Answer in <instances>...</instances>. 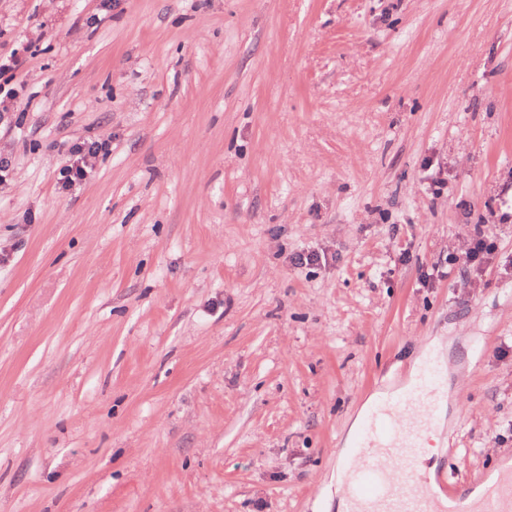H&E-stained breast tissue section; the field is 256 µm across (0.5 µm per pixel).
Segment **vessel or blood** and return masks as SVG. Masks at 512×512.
Wrapping results in <instances>:
<instances>
[{
  "instance_id": "vessel-or-blood-1",
  "label": "vessel or blood",
  "mask_w": 512,
  "mask_h": 512,
  "mask_svg": "<svg viewBox=\"0 0 512 512\" xmlns=\"http://www.w3.org/2000/svg\"><path fill=\"white\" fill-rule=\"evenodd\" d=\"M447 393L423 375L397 399L375 406L354 435L356 454L348 469L346 512H512V470L487 481L480 494L466 500L457 486L440 496L433 480L413 460L424 434L432 428L434 410Z\"/></svg>"
}]
</instances>
